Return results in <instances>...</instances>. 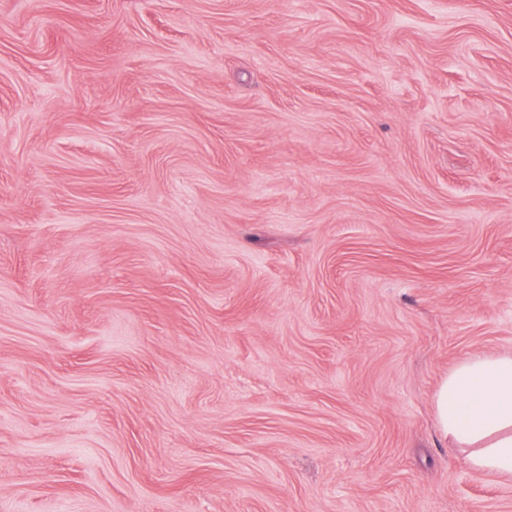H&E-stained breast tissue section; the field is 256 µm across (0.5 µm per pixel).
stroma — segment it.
Returning <instances> with one entry per match:
<instances>
[{"label":"stroma","mask_w":512,"mask_h":512,"mask_svg":"<svg viewBox=\"0 0 512 512\" xmlns=\"http://www.w3.org/2000/svg\"><path fill=\"white\" fill-rule=\"evenodd\" d=\"M505 353L512 0H0V512H512ZM439 432L471 469L512 476V354L468 357L434 396Z\"/></svg>","instance_id":"35a3bbf8"}]
</instances>
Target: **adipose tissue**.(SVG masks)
Listing matches in <instances>:
<instances>
[{"mask_svg": "<svg viewBox=\"0 0 512 512\" xmlns=\"http://www.w3.org/2000/svg\"><path fill=\"white\" fill-rule=\"evenodd\" d=\"M439 432L471 469L512 476V354L469 357L434 396Z\"/></svg>", "mask_w": 512, "mask_h": 512, "instance_id": "ef3b65f1", "label": "adipose tissue"}]
</instances>
